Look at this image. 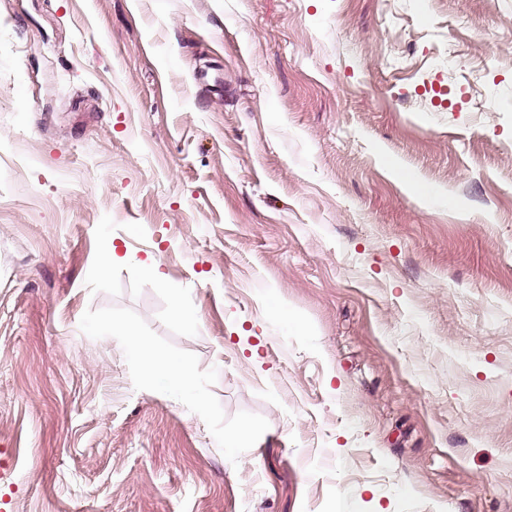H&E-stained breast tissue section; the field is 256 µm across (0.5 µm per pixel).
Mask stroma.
Returning a JSON list of instances; mask_svg holds the SVG:
<instances>
[{
  "mask_svg": "<svg viewBox=\"0 0 512 512\" xmlns=\"http://www.w3.org/2000/svg\"><path fill=\"white\" fill-rule=\"evenodd\" d=\"M0 512H512V0H0ZM127 347L137 356L151 360L152 367L156 370L157 364H162L161 372L166 382L175 387H183L191 381V373L174 359L155 352L138 332L130 327L123 330Z\"/></svg>",
  "mask_w": 512,
  "mask_h": 512,
  "instance_id": "stroma-1",
  "label": "stroma"
}]
</instances>
